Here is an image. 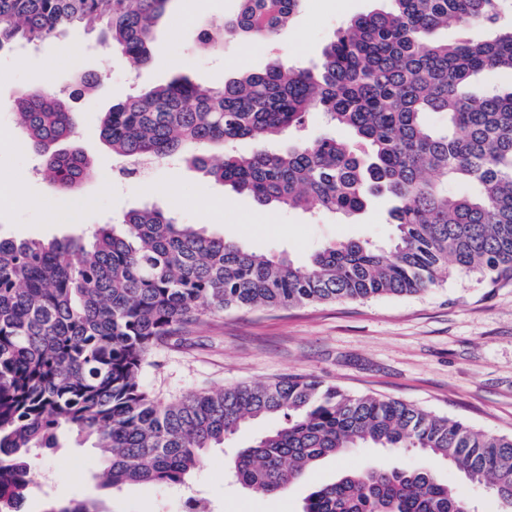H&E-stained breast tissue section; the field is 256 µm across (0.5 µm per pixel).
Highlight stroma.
Instances as JSON below:
<instances>
[{"mask_svg":"<svg viewBox=\"0 0 512 512\" xmlns=\"http://www.w3.org/2000/svg\"><path fill=\"white\" fill-rule=\"evenodd\" d=\"M384 0H303L287 30L273 40L228 38L222 50L205 48L199 33L235 13L238 0H172L158 23L153 62L146 67L112 54L96 34L73 29L46 40L38 50L0 53V102L39 86L52 70L54 90L68 89L76 73H98V86L76 103L82 147L94 170L72 197L59 195L40 174V156L11 149L14 113L0 112V187L23 185L31 205L0 215V235L51 239L81 235L145 204L174 210L183 224H205L224 238L276 256L305 262L317 249L347 239L386 244L394 227L389 203L374 198L350 221L285 207H263L211 181L183 159L168 158L147 180L119 175L100 137V117L113 103L167 81L173 74L213 87L247 71L264 69L275 57L310 66L352 16L384 8ZM151 184L145 193L143 184ZM77 211L74 223L44 220L42 207ZM143 384L162 395L200 387L267 382L305 375L356 394L396 398L487 432L512 435V284L454 272L436 288L412 296L332 302L273 311H228L194 325L184 340L155 349ZM280 424L260 418L210 449L204 465L185 485L130 484L102 491L95 449L61 437L53 452L32 456L41 484L28 498V512L48 502L100 497L106 512H180L184 499H206L211 512H300L309 490L344 470L393 461L408 468L426 464L416 449L400 457L380 448H352L321 461L278 495H256L228 476L238 451Z\"/></svg>","mask_w":512,"mask_h":512,"instance_id":"obj_1","label":"stroma"}]
</instances>
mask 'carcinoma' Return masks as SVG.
<instances>
[{"mask_svg":"<svg viewBox=\"0 0 512 512\" xmlns=\"http://www.w3.org/2000/svg\"><path fill=\"white\" fill-rule=\"evenodd\" d=\"M170 0H0V51L71 27L100 33L112 50L152 61L154 27ZM203 41L271 39L302 0H239ZM388 11L351 18L312 67L275 59L221 88L175 76L112 105L100 136L125 161L183 155L214 181L264 206L347 219L389 197L395 226L385 245L349 239L304 263L256 252L181 224L154 206L131 209L81 238L0 236V509L18 512L39 486L29 457L59 447L65 430L103 454L100 487L180 486L205 452L248 422L281 425L233 460L243 488L288 490L305 471L361 445L417 448L487 486L512 512V437L476 430L403 401L354 395L322 380L201 388L161 398L141 373L158 345L226 310L403 296L436 287L456 268L512 277V89L477 92L486 71L512 72L505 0H389ZM488 25L486 41L431 35ZM71 92L28 90L15 115L42 173L62 193L90 173L76 140ZM310 112L356 142L305 134ZM438 113L434 127L427 116ZM258 148L236 151L241 140ZM464 184L467 192L448 186ZM45 512H103L95 498L52 501ZM302 512H475L431 467L372 465L315 487Z\"/></svg>","mask_w":512,"mask_h":512,"instance_id":"cac0c4a2","label":"carcinoma"}]
</instances>
